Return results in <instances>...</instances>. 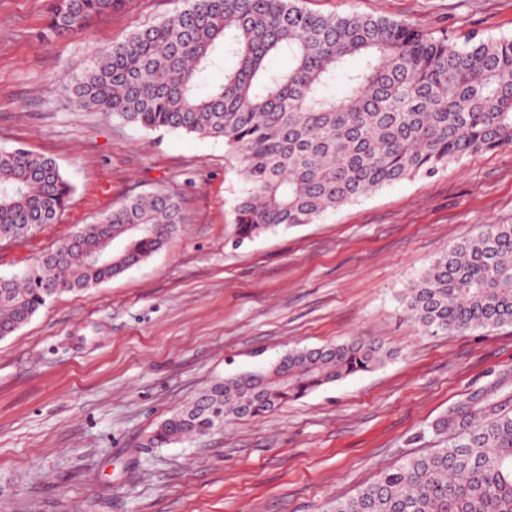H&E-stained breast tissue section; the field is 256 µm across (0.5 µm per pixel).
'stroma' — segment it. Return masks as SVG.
<instances>
[{
  "instance_id": "obj_1",
  "label": "stroma",
  "mask_w": 512,
  "mask_h": 512,
  "mask_svg": "<svg viewBox=\"0 0 512 512\" xmlns=\"http://www.w3.org/2000/svg\"><path fill=\"white\" fill-rule=\"evenodd\" d=\"M53 0H0V147L53 158L74 186L60 223L0 247V276L128 197L177 196L181 231L146 262L56 295L0 339V512H323L442 439L434 423L512 370V326L433 336L402 296L451 245L512 224V147L236 244L242 182L223 140L143 131L74 104L63 80L177 0L45 41ZM456 42L511 38L512 0H308ZM353 338L392 353L258 418L162 448L142 442L213 381Z\"/></svg>"
}]
</instances>
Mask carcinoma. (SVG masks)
<instances>
[{"mask_svg": "<svg viewBox=\"0 0 512 512\" xmlns=\"http://www.w3.org/2000/svg\"><path fill=\"white\" fill-rule=\"evenodd\" d=\"M126 0H54L42 37L83 28ZM288 57V70L269 66ZM358 58V69L346 62ZM224 68V82L199 75ZM345 79L335 95L328 88ZM79 105L138 129L224 139L243 182L237 241L329 211L452 161L512 146V39L451 43L415 23L325 15L303 0H188L162 21L94 52L69 85ZM74 188L52 158L0 148V244L56 224ZM181 202L130 197L32 269L0 277V332L13 333L63 291L86 290L148 260L181 230ZM427 331L512 325V224H491L437 258L403 299ZM390 358L375 341L288 353L268 368L199 391L143 447L161 448L262 416ZM450 433L328 512H512V373L503 372L434 425Z\"/></svg>", "mask_w": 512, "mask_h": 512, "instance_id": "1", "label": "carcinoma"}]
</instances>
